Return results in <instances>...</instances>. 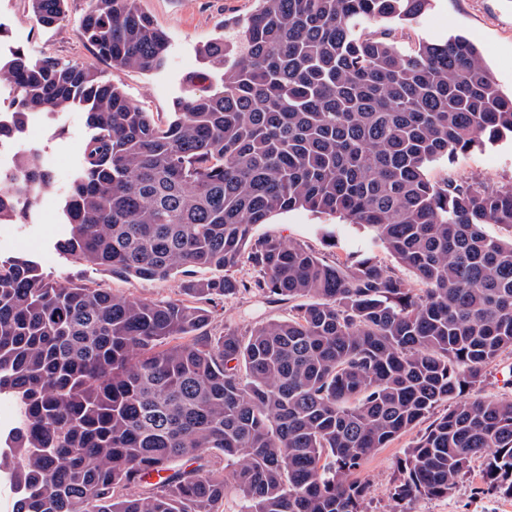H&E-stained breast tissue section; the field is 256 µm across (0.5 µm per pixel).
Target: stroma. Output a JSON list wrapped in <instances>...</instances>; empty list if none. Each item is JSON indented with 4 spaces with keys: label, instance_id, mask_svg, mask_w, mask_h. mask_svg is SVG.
Instances as JSON below:
<instances>
[{
    "label": "stroma",
    "instance_id": "1",
    "mask_svg": "<svg viewBox=\"0 0 512 512\" xmlns=\"http://www.w3.org/2000/svg\"><path fill=\"white\" fill-rule=\"evenodd\" d=\"M89 2L67 0L63 19L45 29L37 24L28 0H0V55L9 56L11 50L19 48L35 59H58L94 69L162 122L172 118L175 101L188 93L195 74L209 73L211 83L219 84L221 73L202 59L201 48L223 37L226 24L247 17L258 7V0H138L140 10L169 38L164 64L142 71L112 68L83 40L79 25ZM391 29L399 47L406 51L425 41L466 36L480 49L500 90L512 93V0H432L417 22L395 23ZM89 134L85 112L72 108L30 117L24 131L13 139L15 149L40 151L53 185L40 194L23 223L0 224V259L27 258L51 280L106 288L130 299H183L180 278L140 281L112 277L74 264L59 251L58 241L69 234L61 220V194L78 167L81 147ZM427 176L438 184L452 178L510 187L512 140L474 148L452 161L435 162ZM255 233L305 243L329 260L359 250L366 237L364 230L337 215L302 209L274 213L256 227ZM288 308V302L272 303L257 293L242 292L209 306L206 331L212 335L228 328L242 331L283 318ZM427 427V422H420L379 449L355 472V479L367 488L368 512H512V498L487 489L477 460L448 496L395 500L394 486L405 452Z\"/></svg>",
    "mask_w": 512,
    "mask_h": 512
}]
</instances>
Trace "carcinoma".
Segmentation results:
<instances>
[{
    "instance_id": "obj_1",
    "label": "carcinoma",
    "mask_w": 512,
    "mask_h": 512,
    "mask_svg": "<svg viewBox=\"0 0 512 512\" xmlns=\"http://www.w3.org/2000/svg\"><path fill=\"white\" fill-rule=\"evenodd\" d=\"M45 28L66 0H29ZM430 0H260L201 50L221 84L157 123L95 71L18 49L0 64L13 110L87 111L91 135L62 207L74 262L126 279L182 277L213 302L240 289L288 316L218 336L183 301L129 300L0 261V395L18 423L0 448L13 512H366L353 473L455 400L407 450L403 501L445 497L465 465L512 497V400L464 398L512 351V187L427 168L512 138L504 95L463 36L403 51L383 27ZM80 34L114 69L160 67L163 31L137 0H90ZM52 176L35 150L0 174V223L27 216ZM336 214L371 247L326 261L253 228L279 211ZM383 248L406 269L374 256ZM252 260L260 276L197 278ZM189 463H180V460ZM235 461L231 474L221 461Z\"/></svg>"
}]
</instances>
